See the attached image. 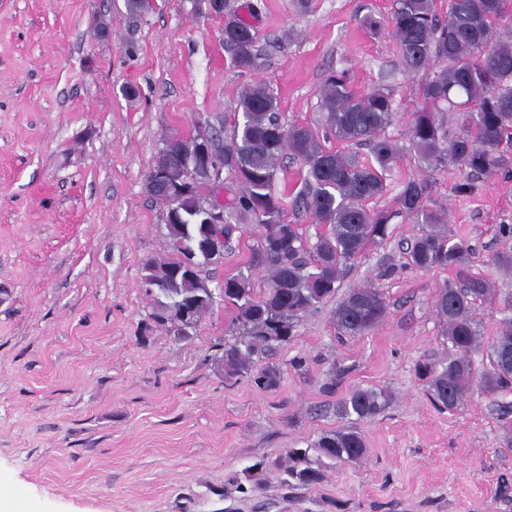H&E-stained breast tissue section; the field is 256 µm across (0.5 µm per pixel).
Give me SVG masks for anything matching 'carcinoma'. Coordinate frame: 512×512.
<instances>
[{
    "label": "carcinoma",
    "mask_w": 512,
    "mask_h": 512,
    "mask_svg": "<svg viewBox=\"0 0 512 512\" xmlns=\"http://www.w3.org/2000/svg\"><path fill=\"white\" fill-rule=\"evenodd\" d=\"M229 12L224 19V46L235 66L252 72L262 66L256 49L252 18ZM512 17V0H449L448 14H436L433 0H394L385 26L401 51L402 69L425 74L422 106L414 112L410 144L417 162L431 167L445 158L458 167L464 181L461 194L474 190L473 177L501 173L509 158L501 144L512 137V42L502 39L500 23ZM364 25L376 33L381 21L368 15ZM240 118L230 140L208 139L211 153L224 158V172L239 185L236 195L223 201L224 228L195 223L196 209L215 195L207 166L196 157L198 136L182 140L185 156L157 151L152 169L166 170L167 185L146 178L145 189L166 207L165 224L171 255L145 263L143 283L152 305L149 318L179 338L196 332L199 319L215 297L235 312L232 339L224 342V375L248 377L260 389L279 386L282 371L264 362L266 355L285 347L297 336V318L336 294L354 263L387 241L394 214L423 218L422 230L404 252L403 268L416 271L450 269L456 281L440 288L434 300L448 357L418 363V378L430 400L443 410L458 408L467 394L496 395L512 388V316L502 319L497 335L483 345L473 317L479 303H493L496 289L486 277L469 269L470 245L456 239L444 213L428 208L433 184L427 178L403 183L396 197L398 209L370 210L367 201L384 195L387 176L400 157V147L386 136L393 99L383 88L354 89L347 72L329 75L320 91V110L327 130L344 148L322 144L319 132L308 126L281 123L277 98L263 82L245 85L239 92ZM441 112L459 113L462 132L449 134ZM365 145L370 158L360 160L348 151ZM290 154L302 162L303 185L295 206L322 226L309 242L301 225L288 222L286 207L274 189L279 161ZM257 224L248 270H262L268 285L254 293L250 275L240 271L211 287L203 268L220 264L240 220ZM207 249L209 259L188 266L183 244ZM387 311L386 297L374 284L349 290L332 316L336 335L357 337L380 324ZM485 352L488 363L480 372L473 356ZM389 403L382 390L356 388L338 406L344 420L364 421ZM367 453L363 434L352 425L327 431L306 448L287 451V478L291 487L313 488L323 479L326 462L351 463Z\"/></svg>",
    "instance_id": "1"
}]
</instances>
